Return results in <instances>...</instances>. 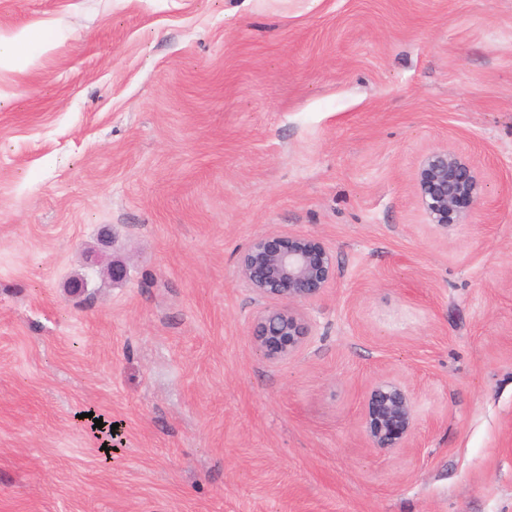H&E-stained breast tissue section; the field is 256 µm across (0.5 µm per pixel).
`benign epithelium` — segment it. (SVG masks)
I'll return each instance as SVG.
<instances>
[{
	"instance_id": "benign-epithelium-1",
	"label": "benign epithelium",
	"mask_w": 512,
	"mask_h": 512,
	"mask_svg": "<svg viewBox=\"0 0 512 512\" xmlns=\"http://www.w3.org/2000/svg\"><path fill=\"white\" fill-rule=\"evenodd\" d=\"M415 188L429 223L448 227L466 222L481 205L483 186L470 161L445 149L430 152L421 163ZM237 273L244 287L267 302L253 321L255 349L271 362L301 352L310 325L301 307L318 298L336 277V263L319 239L265 233L241 253ZM362 424L371 447L397 452L409 447L417 413L409 388L379 378L367 388Z\"/></svg>"
}]
</instances>
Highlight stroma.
<instances>
[{
  "instance_id": "obj_1",
  "label": "stroma",
  "mask_w": 512,
  "mask_h": 512,
  "mask_svg": "<svg viewBox=\"0 0 512 512\" xmlns=\"http://www.w3.org/2000/svg\"><path fill=\"white\" fill-rule=\"evenodd\" d=\"M43 20L0 71V512H512V0H0ZM435 149L480 174L464 224L416 194ZM270 232L336 259L275 363L236 265ZM56 38V32L50 23L16 31L9 36L0 35V70L16 64H28L33 55L49 48ZM362 424L372 448L384 452L408 448L417 425L409 388L390 378L372 382L365 395Z\"/></svg>"
}]
</instances>
